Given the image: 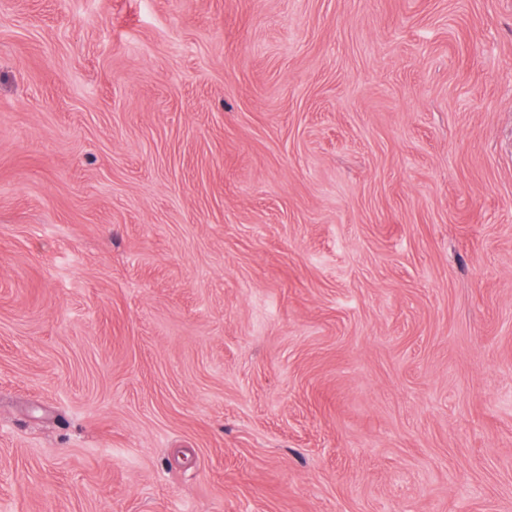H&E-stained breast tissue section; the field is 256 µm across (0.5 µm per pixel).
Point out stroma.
<instances>
[{
    "instance_id": "35a3bbf8",
    "label": "stroma",
    "mask_w": 512,
    "mask_h": 512,
    "mask_svg": "<svg viewBox=\"0 0 512 512\" xmlns=\"http://www.w3.org/2000/svg\"><path fill=\"white\" fill-rule=\"evenodd\" d=\"M0 512H512V0H0Z\"/></svg>"
}]
</instances>
